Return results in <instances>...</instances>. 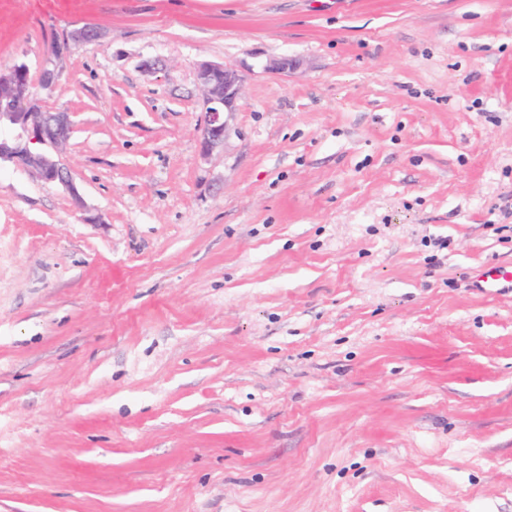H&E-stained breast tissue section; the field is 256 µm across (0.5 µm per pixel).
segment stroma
I'll list each match as a JSON object with an SVG mask.
<instances>
[{
  "label": "stroma",
  "instance_id": "35a3bbf8",
  "mask_svg": "<svg viewBox=\"0 0 512 512\" xmlns=\"http://www.w3.org/2000/svg\"><path fill=\"white\" fill-rule=\"evenodd\" d=\"M20 62L72 184L0 164V512H512V0H0ZM102 35V30L99 27L89 25L70 32L61 40L54 41L47 54L43 67V87L49 89L54 86L57 61L69 55L76 47L97 40ZM224 73V81L213 75ZM197 81L202 91L204 122L202 125V152L223 146L231 132V120L242 91V76L234 69L208 62L197 66ZM477 288L494 294L512 293V265H490L483 269Z\"/></svg>",
  "mask_w": 512,
  "mask_h": 512
}]
</instances>
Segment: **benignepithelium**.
I'll return each instance as SVG.
<instances>
[{
	"label": "benign epithelium",
	"mask_w": 512,
	"mask_h": 512,
	"mask_svg": "<svg viewBox=\"0 0 512 512\" xmlns=\"http://www.w3.org/2000/svg\"><path fill=\"white\" fill-rule=\"evenodd\" d=\"M102 30L89 25L76 29L52 43L43 67V87L49 89L56 80L57 61L76 47L97 40ZM23 64L0 72V122L13 126L9 137H0V163L10 162L46 182L70 186L67 169L58 158L59 150L67 143L72 131L67 112L47 113L33 103L35 93ZM197 81L202 91L204 122L202 152L224 145L231 132V120L242 91V76L223 65L202 62L197 66Z\"/></svg>",
	"instance_id": "1"
}]
</instances>
